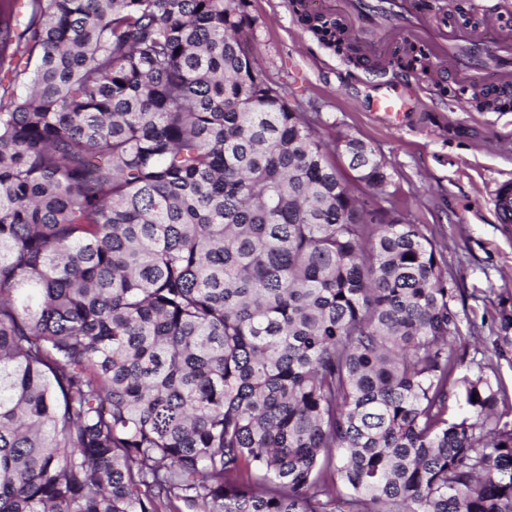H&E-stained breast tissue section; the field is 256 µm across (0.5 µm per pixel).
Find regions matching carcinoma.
<instances>
[{"mask_svg": "<svg viewBox=\"0 0 512 512\" xmlns=\"http://www.w3.org/2000/svg\"><path fill=\"white\" fill-rule=\"evenodd\" d=\"M17 3L0 512H512V392L463 371L443 252L351 191L336 152L384 164L244 49L249 0Z\"/></svg>", "mask_w": 512, "mask_h": 512, "instance_id": "obj_1", "label": "carcinoma"}]
</instances>
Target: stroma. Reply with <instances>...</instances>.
Masks as SVG:
<instances>
[{"mask_svg": "<svg viewBox=\"0 0 512 512\" xmlns=\"http://www.w3.org/2000/svg\"><path fill=\"white\" fill-rule=\"evenodd\" d=\"M428 17L451 30L481 25L497 16L498 31L512 33V12L503 0H425ZM249 46L268 76L286 83L288 97L325 140L356 138L375 151L391 177L388 193L372 196L375 208L399 213L441 248L461 335L464 367L489 362L512 389V351L493 359L501 309H512V224L496 223L488 200L495 184L512 180V111L488 112L472 95L491 89L486 75L459 81L414 65L417 112L390 124L367 107L373 77L327 46L295 13L292 0H250Z\"/></svg>", "mask_w": 512, "mask_h": 512, "instance_id": "35a3bbf8", "label": "stroma"}]
</instances>
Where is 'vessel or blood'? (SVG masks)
<instances>
[{
	"label": "vessel or blood",
	"mask_w": 512,
	"mask_h": 512,
	"mask_svg": "<svg viewBox=\"0 0 512 512\" xmlns=\"http://www.w3.org/2000/svg\"><path fill=\"white\" fill-rule=\"evenodd\" d=\"M341 17L355 30L365 47L366 55H375L378 45L395 38L397 32L430 44L441 74L468 73L482 70L494 76L503 90L512 89V42L503 41L494 52L482 49L483 32L470 29L458 35H448L432 28L427 18L415 6V0H341ZM383 93L373 103L375 113L399 116L403 103L397 92L406 83L396 76L381 73ZM491 210L498 223H512V182L498 184L491 195Z\"/></svg>",
	"instance_id": "vessel-or-blood-1"
}]
</instances>
